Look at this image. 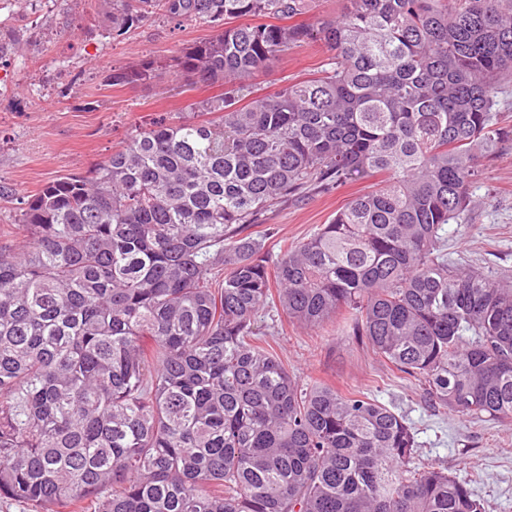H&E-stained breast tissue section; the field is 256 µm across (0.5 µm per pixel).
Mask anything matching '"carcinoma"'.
<instances>
[{"label":"carcinoma","instance_id":"1","mask_svg":"<svg viewBox=\"0 0 512 512\" xmlns=\"http://www.w3.org/2000/svg\"><path fill=\"white\" fill-rule=\"evenodd\" d=\"M112 0L122 36L162 12L218 28L174 59L221 93L161 116L25 202L0 253V501L34 512H486L415 465L406 418L302 389L253 328L265 306L354 335L436 404L512 423V285L451 268L440 231L471 204L512 73V0ZM238 24L232 25L230 21ZM306 42L318 76L249 78ZM154 63L112 69L148 82ZM373 174L269 270L250 228ZM342 7V0H314L311 4V11L298 16L295 22L313 23L318 18L335 15Z\"/></svg>","mask_w":512,"mask_h":512}]
</instances>
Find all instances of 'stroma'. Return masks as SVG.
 Segmentation results:
<instances>
[{"instance_id": "stroma-1", "label": "stroma", "mask_w": 512, "mask_h": 512, "mask_svg": "<svg viewBox=\"0 0 512 512\" xmlns=\"http://www.w3.org/2000/svg\"><path fill=\"white\" fill-rule=\"evenodd\" d=\"M103 0H6L0 33L16 38L17 51L0 58V251L22 246L23 202L56 179L86 173L142 125L159 114L179 116L186 99L218 93L215 85H184L171 62L213 28L169 23L155 14L116 37ZM327 53L309 42L288 50L253 82L266 93L313 76ZM157 71L146 83L110 86L105 75L144 61ZM503 136L481 159L470 186L474 206L461 222L446 225L449 264L512 281V77L495 89ZM366 179L330 194L289 201L257 225L270 258L309 237L358 194ZM259 335L300 386L322 382L344 392H364L403 414L416 430L419 458L469 481L486 512H512V425L474 420L432 404L422 386L393 373L360 337L335 323L305 329L285 312L261 310Z\"/></svg>"}]
</instances>
